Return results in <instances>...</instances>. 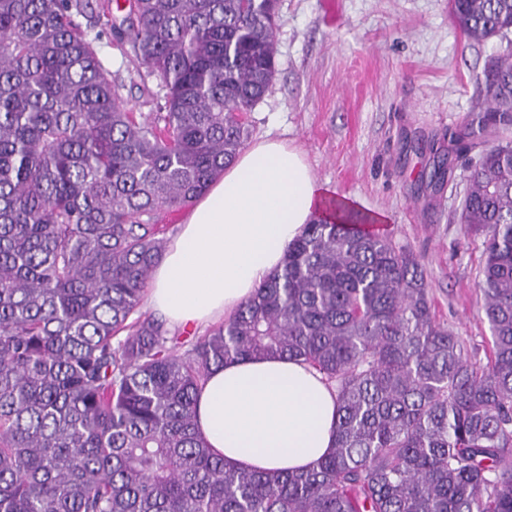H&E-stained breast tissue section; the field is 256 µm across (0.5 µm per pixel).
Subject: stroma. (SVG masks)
I'll list each match as a JSON object with an SVG mask.
<instances>
[{
  "mask_svg": "<svg viewBox=\"0 0 512 512\" xmlns=\"http://www.w3.org/2000/svg\"><path fill=\"white\" fill-rule=\"evenodd\" d=\"M280 0L278 73L247 114L251 138L299 148L337 198L386 218L385 229L423 265L435 316L485 360L490 330L481 311L483 238L458 212L469 161L431 184L448 133L481 101L485 70L512 40H469L449 0ZM101 57L122 80L126 108L152 117L159 80L110 39Z\"/></svg>",
  "mask_w": 512,
  "mask_h": 512,
  "instance_id": "35a3bbf8",
  "label": "stroma"
}]
</instances>
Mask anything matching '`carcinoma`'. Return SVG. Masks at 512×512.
I'll return each mask as SVG.
<instances>
[{"label": "carcinoma", "mask_w": 512, "mask_h": 512, "mask_svg": "<svg viewBox=\"0 0 512 512\" xmlns=\"http://www.w3.org/2000/svg\"><path fill=\"white\" fill-rule=\"evenodd\" d=\"M0 0V512H512V50L430 178L475 153L459 222L485 235L487 363L437 322L422 265L333 199L232 316L185 336L140 313L167 240L240 152L277 73L279 0ZM481 42L512 0H452ZM155 74L140 120L97 51ZM302 361L336 391L306 472L232 469L200 436L207 375Z\"/></svg>", "instance_id": "obj_1"}]
</instances>
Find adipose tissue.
I'll list each match as a JSON object with an SVG mask.
<instances>
[{"label":"adipose tissue","mask_w":512,"mask_h":512,"mask_svg":"<svg viewBox=\"0 0 512 512\" xmlns=\"http://www.w3.org/2000/svg\"><path fill=\"white\" fill-rule=\"evenodd\" d=\"M332 190L296 147L261 139L191 207L151 274L149 304L168 323L203 327L232 315L316 216ZM198 430L227 465L301 471L331 452L336 395L322 374L279 358L232 360L212 371Z\"/></svg>","instance_id":"adipose-tissue-1"}]
</instances>
